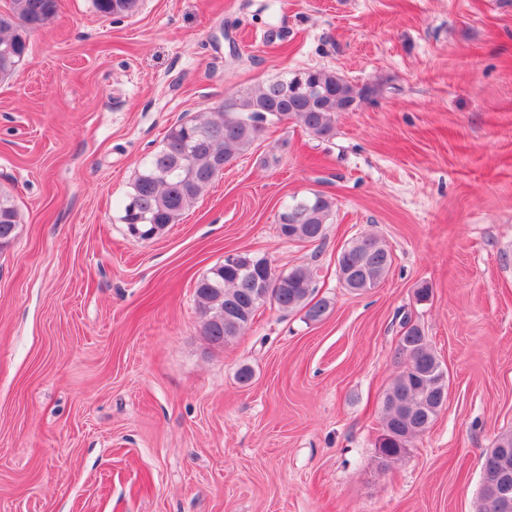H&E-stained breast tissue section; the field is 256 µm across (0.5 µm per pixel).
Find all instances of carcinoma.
<instances>
[{
  "mask_svg": "<svg viewBox=\"0 0 512 512\" xmlns=\"http://www.w3.org/2000/svg\"><path fill=\"white\" fill-rule=\"evenodd\" d=\"M103 17L129 15L138 0H93ZM58 11V0H10L0 11V79L12 75L27 52L29 34ZM374 85L358 86L331 69H309L224 97V102L199 121L171 126L161 145L142 162L122 219L130 235L154 238L191 209L223 170L249 151L265 131L276 124H294L318 140L336 134V115L377 96ZM334 211L321 193L292 198L278 215L280 238L292 243H314L324 236ZM19 233L13 197L0 190V250ZM271 261L251 253H237L198 280L195 296L204 336L222 345L243 333L260 307L270 303L284 311L300 310L305 321L319 323L330 312L327 300L312 301L313 273L297 266L270 271ZM392 255L375 237H363L344 246L336 270L344 288L365 293L384 280ZM397 351L404 359L383 400V432L378 452L384 461L406 453L437 418L448 395V380L419 324L404 317ZM512 455V432L496 439L486 455L481 476L478 512H495L490 504L497 486L491 473L498 470L503 451Z\"/></svg>",
  "mask_w": 512,
  "mask_h": 512,
  "instance_id": "carcinoma-1",
  "label": "carcinoma"
}]
</instances>
